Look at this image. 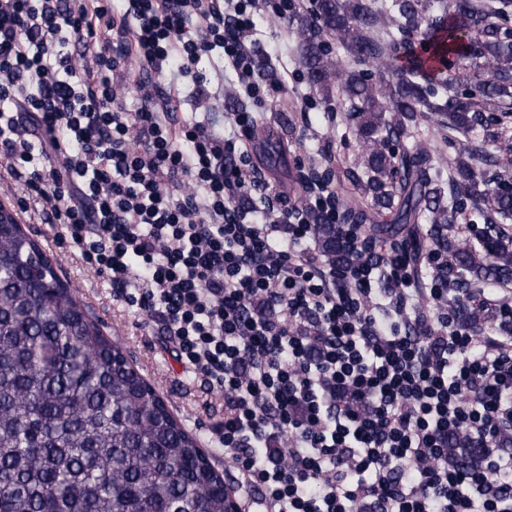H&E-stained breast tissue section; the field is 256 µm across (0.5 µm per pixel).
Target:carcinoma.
<instances>
[{"label": "carcinoma", "instance_id": "cac0c4a2", "mask_svg": "<svg viewBox=\"0 0 512 512\" xmlns=\"http://www.w3.org/2000/svg\"><path fill=\"white\" fill-rule=\"evenodd\" d=\"M315 0L296 19L301 63L310 83L341 97L365 153L364 171L335 192L340 223L365 228L366 254L380 238L419 264V220L432 221L431 246L447 254L451 288L492 290L512 279V181L497 159L469 141L485 113L512 100V28L508 2ZM338 51L375 63L378 78L341 68ZM454 55L487 72L474 93L448 94L454 75L431 66ZM430 115L466 138L450 159L433 157L418 131ZM330 164L301 170L300 188L329 189ZM470 203L486 227L479 247L444 235L448 207ZM328 261L350 250L335 224L309 217ZM458 318L476 327L494 315L464 305ZM121 349L88 319L85 305L21 224L0 220V512H225L223 476L174 421L156 390L122 366ZM478 449L461 435L448 461L462 465Z\"/></svg>", "mask_w": 512, "mask_h": 512}]
</instances>
